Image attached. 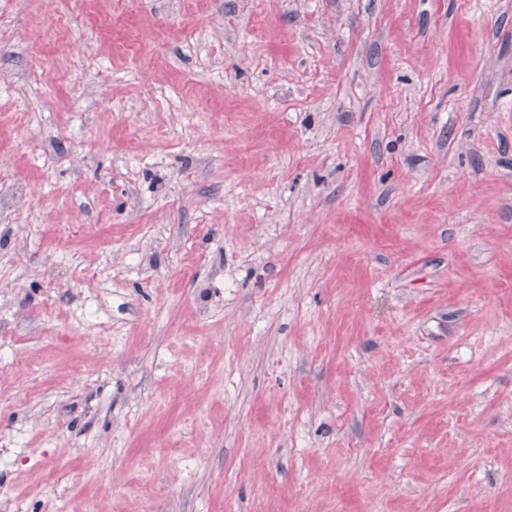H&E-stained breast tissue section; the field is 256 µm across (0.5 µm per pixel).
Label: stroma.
Returning <instances> with one entry per match:
<instances>
[{
	"label": "stroma",
	"instance_id": "1",
	"mask_svg": "<svg viewBox=\"0 0 512 512\" xmlns=\"http://www.w3.org/2000/svg\"><path fill=\"white\" fill-rule=\"evenodd\" d=\"M0 512H512V0H0Z\"/></svg>",
	"mask_w": 512,
	"mask_h": 512
}]
</instances>
